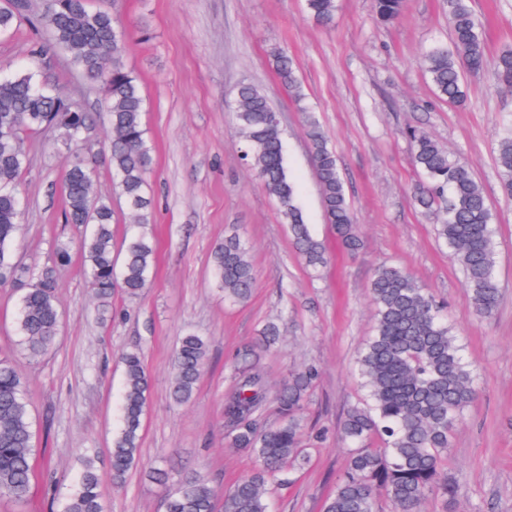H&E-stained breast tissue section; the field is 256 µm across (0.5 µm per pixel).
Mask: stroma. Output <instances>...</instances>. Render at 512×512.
Returning a JSON list of instances; mask_svg holds the SVG:
<instances>
[{"label": "stroma", "mask_w": 512, "mask_h": 512, "mask_svg": "<svg viewBox=\"0 0 512 512\" xmlns=\"http://www.w3.org/2000/svg\"><path fill=\"white\" fill-rule=\"evenodd\" d=\"M107 3L125 29L126 67L139 78L153 165L150 223H134L115 188L105 150L108 100L65 54L43 56L39 79L90 112L84 139L97 164L95 189L111 199L116 243L145 233L156 245L152 282L139 297L112 293V316L101 319L73 255L58 273L61 322L53 348L31 363L16 349L20 290L0 288V357L21 374L35 433L39 481L27 503L0 497V512H51L40 484L53 475L68 490L79 459L95 457L105 476L108 512H165L168 496L188 473L228 489L254 467L229 447L224 398L234 388L242 353L261 347L268 393L258 419L276 424V393L288 374L315 365L319 378L303 413V469L269 483L270 512H322L346 464L336 426L357 405L355 361L372 332L370 282L383 264L408 268L448 305L466 359L477 370V396L454 431L448 479L457 488L455 512H512V197L499 188L496 148L512 132V90L500 86L493 63L464 76L468 100L455 107L438 98L420 66L424 52L448 42L445 0H404L400 18L376 19L373 0H336L334 21L316 24L305 0H92ZM484 26L489 55L512 46V0H471ZM284 49L297 66L305 99L296 102L268 56ZM32 48L27 25L0 34V76L19 69ZM260 87L276 107L288 168L299 204L329 262L319 272L297 256L275 200L241 158L242 141L230 110L240 86ZM316 113L336 152L361 246L347 254L325 221L303 109ZM428 131L481 183L496 215L501 298L487 317L469 312L459 266L434 232L436 215L418 208L408 128ZM22 231L15 261L38 275L51 265L58 241L79 243L83 228L65 223L62 172L70 149L61 130L47 127L25 139ZM248 245L257 283L247 302L232 303L215 285L212 251L224 237ZM280 334L262 348L261 332ZM209 345L207 366L192 399L171 398L172 361L186 334ZM138 350L149 376L141 426V463L121 483L108 478L112 437L120 425L123 352ZM164 470L166 481L150 477Z\"/></svg>", "instance_id": "stroma-1"}]
</instances>
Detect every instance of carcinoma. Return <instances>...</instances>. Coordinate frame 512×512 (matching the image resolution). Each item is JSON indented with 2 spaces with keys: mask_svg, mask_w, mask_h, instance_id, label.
<instances>
[{
  "mask_svg": "<svg viewBox=\"0 0 512 512\" xmlns=\"http://www.w3.org/2000/svg\"><path fill=\"white\" fill-rule=\"evenodd\" d=\"M452 40L432 47L422 66L437 96L456 106L466 102L463 77L480 71L486 61L481 23L469 0H447ZM306 9L321 25L333 22L336 0H306ZM403 0H374L383 22L398 18ZM29 24L35 36L29 66L0 78V285L22 286L16 322L17 347L31 361L53 347L60 323L54 268L71 262L70 244H57L53 266L28 281V270L13 259L20 229V176L26 165L24 139L47 124L64 130L70 141L81 139L92 121L90 113L74 107L62 94L38 81L37 65L51 49L64 51L73 67L102 86L109 100L108 154L117 178L118 194L134 222L146 224L152 209L147 174L152 156L144 127V98L138 78L123 62L127 35L112 13L94 8L91 0H45L30 10L16 0L0 7V33L18 23ZM281 83L298 103L304 100L293 60L282 49L271 53ZM500 83L512 87V46L494 60ZM243 139V160L277 203L288 224L293 247L304 264L317 271L327 263L324 243L306 224L298 205L297 185L284 154L278 113L267 96L253 85L237 91L232 105ZM319 186L326 223L348 252L360 247L353 224L345 180L336 154L314 113L301 108ZM413 163L426 177L415 190V202L438 214L435 231L459 265L470 297V312L488 316L497 307L501 289L496 274L497 241L494 214L483 186L469 169L423 130L411 129ZM497 175L502 192L512 197V132L497 149ZM96 172L79 154L67 164L63 179L66 222L91 227L80 243L85 274L105 318L112 316V289L123 288L134 298L149 286L155 250L144 234L122 245L116 264L112 235V202L95 193ZM218 287L224 298L244 303L252 296L257 273L246 244L236 234L219 243L213 253ZM374 332L360 351L356 371L366 392L365 404L347 412L336 427V440L347 453L346 470L323 512H377L387 499L393 512H422L431 495L442 501V512H453L454 486L448 482V448L456 424L473 402L476 374L467 362L443 307L405 269L381 265L373 274ZM208 355L207 342L194 334L182 337L176 351L172 398L184 403L193 396ZM121 427L112 438L111 476L116 483L140 461V429L149 391L141 358L127 353ZM318 370L292 373L277 394L281 422L260 426L257 412L267 395L266 373L252 359L224 400L228 444L251 452L254 470L233 489L219 496L204 477H183L166 503L167 512H269L265 489L284 468L300 467L302 425L298 413ZM379 446H367L372 439ZM34 434L24 382L13 362L0 359V496L25 502L33 481ZM62 512H105L102 478L95 458L86 456L65 497Z\"/></svg>",
  "mask_w": 512,
  "mask_h": 512,
  "instance_id": "obj_1",
  "label": "carcinoma"
}]
</instances>
